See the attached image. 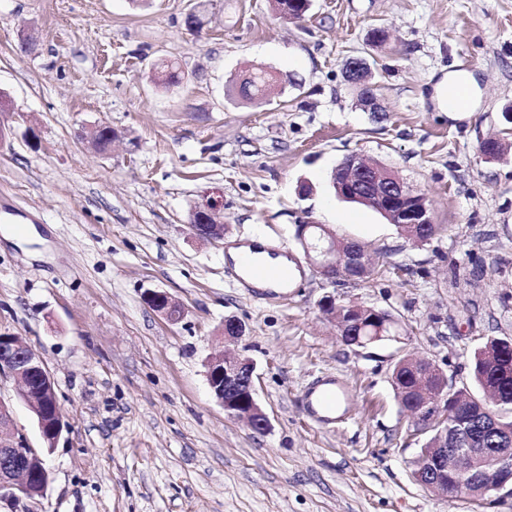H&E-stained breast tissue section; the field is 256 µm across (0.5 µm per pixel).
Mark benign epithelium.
<instances>
[{"instance_id": "benign-epithelium-1", "label": "benign epithelium", "mask_w": 512, "mask_h": 512, "mask_svg": "<svg viewBox=\"0 0 512 512\" xmlns=\"http://www.w3.org/2000/svg\"><path fill=\"white\" fill-rule=\"evenodd\" d=\"M371 65L367 59H350L346 66L345 81L357 89V101L368 112L378 113L382 108L370 82ZM119 138L109 125L94 127L85 137L87 145L99 152L102 146H112ZM502 140L488 138L480 142L479 154L486 159L502 157ZM334 186L338 196L347 201L365 204L375 203V209L391 224L433 223L426 195L387 168L367 160L358 153L346 155L334 169ZM313 223L298 225L297 237L306 259L331 283H336V271L353 269L365 264V255L355 247L340 242L330 228L320 226L318 239L309 237ZM189 227L193 234L207 241L224 239V224L218 206L209 204L194 209ZM149 308L169 322H177L182 316L179 302L169 293L150 290L145 295ZM319 306L323 314L334 319L336 313L347 318L341 326L344 342L362 346L364 342L353 337L349 327L360 325L366 319L393 322L389 312L374 306L354 302L342 303L334 295L324 296ZM246 335V325L236 316L224 319L220 339L224 343H237ZM424 375L439 376L441 381L432 393L425 394L424 413L429 418H444L448 406L459 394L468 396L470 406L457 411L456 420L445 427L449 446L432 448L425 455L422 476L417 482L426 488L441 489L453 495L459 491L480 497L491 491L509 490L512 493V447L510 448H460L462 428L481 412L484 398L475 395L463 385L449 378L444 369L433 359H425ZM206 377L213 397L231 416L243 417L251 429L265 434L270 421L261 407L255 388V365L246 357L231 353H214L205 362ZM10 377L17 385V397L34 415L42 438V446H32L26 435L14 425L10 406L0 401V501L20 498L36 500L44 496L48 484L45 451L55 447L66 427L64 413L59 403L55 382L41 357L18 337L0 333V378Z\"/></svg>"}]
</instances>
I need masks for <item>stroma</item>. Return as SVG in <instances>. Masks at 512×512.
Here are the masks:
<instances>
[{
  "label": "stroma",
  "mask_w": 512,
  "mask_h": 512,
  "mask_svg": "<svg viewBox=\"0 0 512 512\" xmlns=\"http://www.w3.org/2000/svg\"><path fill=\"white\" fill-rule=\"evenodd\" d=\"M197 1L0 0V227L40 232L0 235V331L42 358L67 421L44 496L0 512H512L501 491L475 501L414 481L421 441L391 384L407 353L471 383L474 349L512 336V151L478 152L512 144V0H314L295 22L271 0H205L192 31ZM379 26L389 37L375 44ZM354 57L371 64L383 117L345 82ZM166 60L179 64L171 90L152 78ZM258 69L277 78L269 102L238 100ZM451 71L475 78L471 111H438ZM99 124L120 135L105 154L84 141ZM351 153L421 189L442 232L412 243L338 198L332 171ZM215 198L224 239L209 242L188 224ZM306 221L360 241L384 275L328 282L296 239ZM254 237L303 268L286 295L238 283L228 251ZM149 289L182 320L152 311ZM329 293L391 312L404 345L341 343L319 309ZM228 316L247 326L233 349L255 363L264 435L210 393L204 362ZM322 374L356 398L333 427L302 407ZM149 308L162 315L169 322H177L182 316L179 302L169 293L160 290H150L145 295Z\"/></svg>",
  "instance_id": "1"
}]
</instances>
